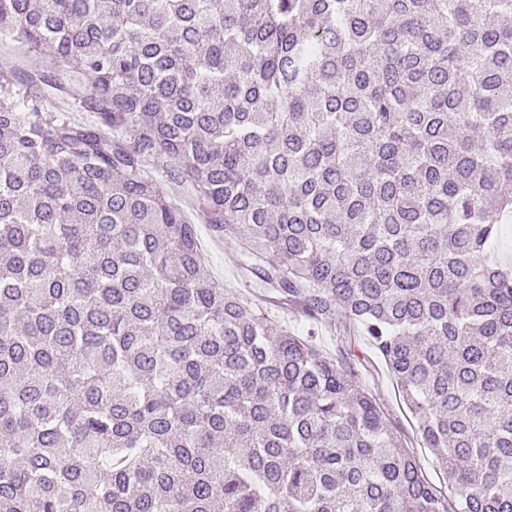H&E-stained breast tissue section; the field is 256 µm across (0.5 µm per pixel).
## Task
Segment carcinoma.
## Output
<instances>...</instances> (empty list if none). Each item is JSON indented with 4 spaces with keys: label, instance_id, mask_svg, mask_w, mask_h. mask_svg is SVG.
Masks as SVG:
<instances>
[{
    "label": "carcinoma",
    "instance_id": "1",
    "mask_svg": "<svg viewBox=\"0 0 512 512\" xmlns=\"http://www.w3.org/2000/svg\"><path fill=\"white\" fill-rule=\"evenodd\" d=\"M2 37L50 68L0 72V512H512V0H0ZM199 224L357 325L448 491ZM212 232L205 224L198 225V239L204 257L205 271L211 280L224 285L230 292L243 299H250L253 290L248 287L249 278L240 270L241 256L233 245L224 242L221 246L213 245ZM249 276V278H248ZM262 305L265 316L273 322L285 327L293 334L306 336L308 325L301 313H298L297 311L283 310L269 303H263Z\"/></svg>",
    "mask_w": 512,
    "mask_h": 512
}]
</instances>
